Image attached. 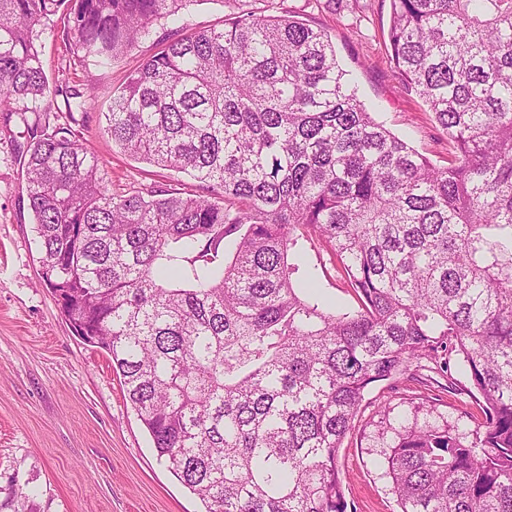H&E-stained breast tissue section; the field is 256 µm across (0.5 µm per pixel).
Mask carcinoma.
<instances>
[{
    "mask_svg": "<svg viewBox=\"0 0 512 512\" xmlns=\"http://www.w3.org/2000/svg\"><path fill=\"white\" fill-rule=\"evenodd\" d=\"M193 0H0V113L68 122L18 148L61 316L103 350L153 448L204 512H355L341 441L381 382L433 373L365 422L399 512H512V0H390L403 89L452 147L438 167L376 121L330 34L288 11L171 29L105 113L129 157L190 176L114 194L50 87L46 22L112 66ZM358 307L317 292L304 243ZM464 367L471 389L452 376ZM477 393L465 430L445 396Z\"/></svg>",
    "mask_w": 512,
    "mask_h": 512,
    "instance_id": "carcinoma-1",
    "label": "carcinoma"
}]
</instances>
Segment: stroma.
I'll list each match as a JSON object with an SVG mask.
<instances>
[{"instance_id": "stroma-1", "label": "stroma", "mask_w": 512, "mask_h": 512, "mask_svg": "<svg viewBox=\"0 0 512 512\" xmlns=\"http://www.w3.org/2000/svg\"><path fill=\"white\" fill-rule=\"evenodd\" d=\"M283 6L328 30L377 121L446 165V139L389 61V0H284ZM48 26L41 58L49 83L93 85L94 107L81 137L112 190L163 182L200 193L186 175L131 159L106 131L103 114L113 91L160 49L158 37L100 71L72 53L64 13L51 16ZM26 139L18 118L0 117V512H200L199 501L158 460L107 355L73 334L41 280V247L14 152ZM309 260L322 293L339 306H354L355 295L329 254L313 250ZM338 465L357 512H393L395 502L359 431L343 439Z\"/></svg>"}]
</instances>
